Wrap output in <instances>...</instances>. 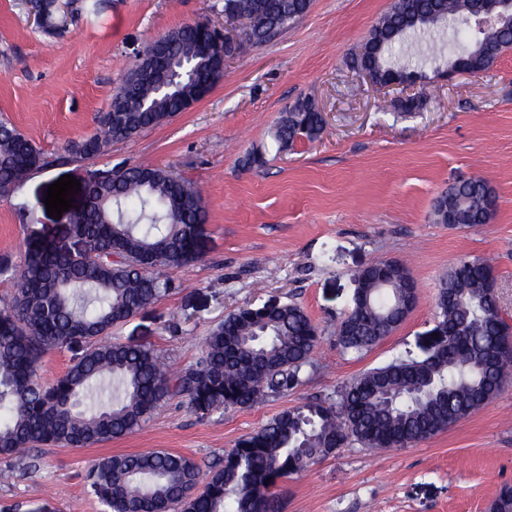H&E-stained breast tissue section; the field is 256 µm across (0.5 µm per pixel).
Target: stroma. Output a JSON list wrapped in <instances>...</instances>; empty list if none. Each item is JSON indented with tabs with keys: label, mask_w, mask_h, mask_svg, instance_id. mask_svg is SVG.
Wrapping results in <instances>:
<instances>
[{
	"label": "stroma",
	"mask_w": 512,
	"mask_h": 512,
	"mask_svg": "<svg viewBox=\"0 0 512 512\" xmlns=\"http://www.w3.org/2000/svg\"><path fill=\"white\" fill-rule=\"evenodd\" d=\"M97 12L46 33L27 0H0V121L12 123L48 156L0 195V302L10 270L35 236L76 249L73 211L48 216L49 185L80 183L133 165L171 167L199 189L207 213L202 257L165 270L171 289L112 332L151 348L171 372L200 357L210 330L237 308L294 302L317 326L319 342L293 391L201 418L183 398L164 400L135 432L87 448L40 447L29 466L0 481V512H103L86 482L98 459L169 450L201 470L222 462L239 439L306 401H336L345 383L395 359H422L437 326L441 278L463 258L494 267L501 312L512 323V49L478 77L448 82L433 74L459 40L413 88L418 106L390 98L352 67L370 29L393 0H312L278 36L234 57L212 93L164 126L113 142L104 155H67L132 68L135 53L194 22L223 28L224 0H99ZM313 98L326 118L315 141L278 150L271 130L297 99ZM262 150L267 163L244 167ZM480 177L496 192L489 223L451 229L435 223V199L460 179ZM401 261L417 283L406 321L361 355L340 352L336 324L351 308L357 274ZM512 484V384L448 430L406 448L348 441L307 470L280 479L281 512H487Z\"/></svg>",
	"instance_id": "35a3bbf8"
}]
</instances>
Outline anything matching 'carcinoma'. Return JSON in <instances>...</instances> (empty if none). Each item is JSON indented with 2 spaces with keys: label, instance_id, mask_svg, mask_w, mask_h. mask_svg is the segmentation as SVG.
Masks as SVG:
<instances>
[{
  "label": "carcinoma",
  "instance_id": "carcinoma-1",
  "mask_svg": "<svg viewBox=\"0 0 512 512\" xmlns=\"http://www.w3.org/2000/svg\"><path fill=\"white\" fill-rule=\"evenodd\" d=\"M471 0H394L363 43L365 64L379 77L425 78L394 52L410 34L429 35L463 21ZM311 0H224V18L256 15L259 25L230 48L262 43L303 18ZM201 23L168 33L170 64L128 83L136 62L88 137L67 151L93 159L115 140H128L168 123L210 79L208 44ZM512 48V22L481 34L454 54L485 71ZM325 123L311 98L280 113L271 136L281 149L319 138ZM50 164L12 124L0 122V187L22 182ZM497 196L485 180L458 181L435 200L438 224H486ZM207 221L200 193L166 166L114 170L111 180L88 189L87 210L74 231L86 251L71 253L45 240L27 241L23 264L12 273L13 293L0 307V475L38 445L85 448L122 437L145 423L169 396H184L195 414L251 406L302 383L318 331L295 303L246 306L228 314L205 338L201 357L169 373L149 348L109 341L112 329L170 290L159 272L200 257V228ZM353 306L336 327L341 351L362 354L391 335L415 306V283L396 260L357 275ZM493 268L463 258L441 278L436 315L448 328V350L421 360H393L345 386L336 403L309 401L285 410L241 439L201 471L190 458L165 450L119 454L87 471L104 512H280L271 488L331 455L347 441L365 448H402L430 438L493 400L512 379V328L497 310ZM86 352L52 383L38 376L45 353L74 341ZM110 376L121 395L96 407L82 402ZM488 512H512V487L501 488Z\"/></svg>",
  "mask_w": 512,
  "mask_h": 512
}]
</instances>
